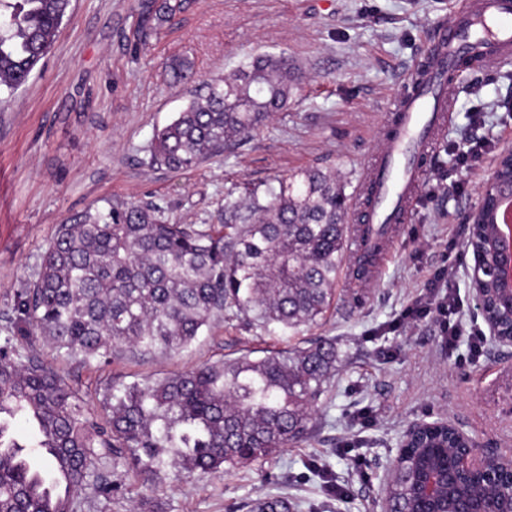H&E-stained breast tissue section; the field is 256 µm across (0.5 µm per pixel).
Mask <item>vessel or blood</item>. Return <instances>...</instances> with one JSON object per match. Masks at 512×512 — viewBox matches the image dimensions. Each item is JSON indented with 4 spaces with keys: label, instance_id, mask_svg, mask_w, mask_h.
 I'll return each mask as SVG.
<instances>
[{
    "label": "vessel or blood",
    "instance_id": "1",
    "mask_svg": "<svg viewBox=\"0 0 512 512\" xmlns=\"http://www.w3.org/2000/svg\"><path fill=\"white\" fill-rule=\"evenodd\" d=\"M429 54L392 100L381 144L364 165L352 208L345 285L374 281L397 225L407 223L448 123L457 74L512 63V0H463L430 30Z\"/></svg>",
    "mask_w": 512,
    "mask_h": 512
}]
</instances>
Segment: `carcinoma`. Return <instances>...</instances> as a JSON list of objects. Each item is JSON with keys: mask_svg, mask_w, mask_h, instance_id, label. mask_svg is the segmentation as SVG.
<instances>
[{"mask_svg": "<svg viewBox=\"0 0 512 512\" xmlns=\"http://www.w3.org/2000/svg\"><path fill=\"white\" fill-rule=\"evenodd\" d=\"M71 0H0V92L24 86L53 47ZM297 81L286 56L257 54L191 95L156 129L150 163L178 172L224 153L281 111ZM336 176L301 172L246 204L225 197L222 224H171L158 205L88 209L57 226L37 277L14 309L20 341L41 338L80 359L178 352L236 309L261 328L318 323L333 304L350 228ZM342 362L336 340L247 353L127 383L112 378L92 408L32 348L0 346V512H78L91 485L112 499L107 462L130 460L150 481L169 468L209 473L265 460L306 441L313 413ZM30 430L19 432L16 421ZM458 447L440 432L410 444L388 491L392 512L416 508L412 480L426 465L456 479ZM249 512H293L286 496Z\"/></svg>", "mask_w": 512, "mask_h": 512, "instance_id": "obj_1", "label": "carcinoma"}]
</instances>
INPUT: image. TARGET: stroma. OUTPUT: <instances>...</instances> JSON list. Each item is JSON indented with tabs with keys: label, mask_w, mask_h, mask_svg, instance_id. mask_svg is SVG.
Here are the masks:
<instances>
[{
	"label": "stroma",
	"mask_w": 512,
	"mask_h": 512,
	"mask_svg": "<svg viewBox=\"0 0 512 512\" xmlns=\"http://www.w3.org/2000/svg\"><path fill=\"white\" fill-rule=\"evenodd\" d=\"M72 0L51 52L26 86L0 101V341L16 332L17 293L37 273L58 224L89 206L153 203L178 224H219L224 198L307 169L335 173L354 196L377 144L384 112L428 50L430 27L459 0ZM258 53L286 55L299 80L287 106L223 155L172 172L152 166L148 145L199 80L227 74ZM192 65L174 83L170 65ZM482 138L512 146V65L458 76L448 126L425 175V191L384 260L378 282L336 290L318 324L265 331L225 313L179 353L122 356L86 364L45 343L85 399L107 379L176 373L220 358L285 350L316 336L336 338L342 362L319 402L310 439L227 473L170 469L142 483L129 463L111 500L86 488L80 512H245L248 502L285 495L295 512H381L387 471L408 426L444 420L478 455L512 454V346L467 341L448 348L435 318L393 327L400 310L443 268L463 321L483 325L471 294L466 214L487 174L465 173L454 146ZM368 410L371 421L357 426ZM350 453H343L345 444ZM348 489L340 498L329 481Z\"/></svg>",
	"instance_id": "stroma-1"
}]
</instances>
